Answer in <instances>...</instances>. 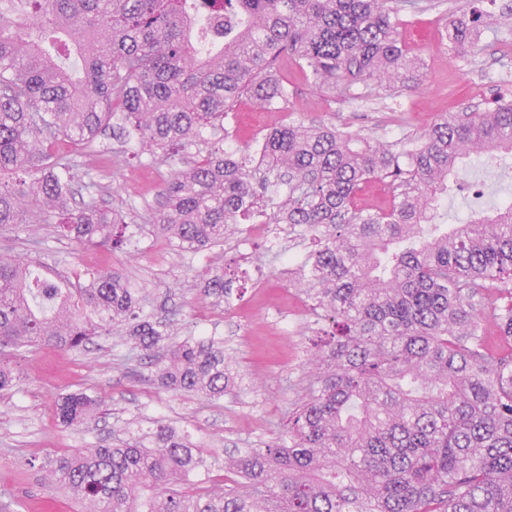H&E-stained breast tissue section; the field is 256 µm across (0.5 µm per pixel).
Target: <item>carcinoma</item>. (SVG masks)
<instances>
[{
  "mask_svg": "<svg viewBox=\"0 0 512 512\" xmlns=\"http://www.w3.org/2000/svg\"><path fill=\"white\" fill-rule=\"evenodd\" d=\"M418 0H0V232L54 224L87 247L122 246L123 216L80 182L73 155L106 130L175 162L224 127L240 99L288 100L293 63L343 93L416 82L398 37ZM446 38L472 47V26ZM80 60L79 72L66 61ZM512 154V100L445 113L392 145L292 123L235 160L213 144L176 167L151 232L186 250L224 244L260 199L285 188L276 224L318 242L300 291L336 325L322 372L284 434L237 449L234 477L186 491L204 466L159 425L112 448L48 462L86 512H512V204L438 232L448 180L471 152ZM382 182L387 208L357 203ZM87 197L71 206L78 188ZM492 293V299L486 293ZM143 291L120 271L70 278L0 253V348L80 350L123 331L162 387L219 400L234 384L215 338L178 340L139 318ZM498 344L490 345L487 326ZM100 399L63 395L78 424Z\"/></svg>",
  "mask_w": 512,
  "mask_h": 512,
  "instance_id": "cac0c4a2",
  "label": "carcinoma"
}]
</instances>
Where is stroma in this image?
Here are the masks:
<instances>
[{"label": "stroma", "mask_w": 512, "mask_h": 512, "mask_svg": "<svg viewBox=\"0 0 512 512\" xmlns=\"http://www.w3.org/2000/svg\"><path fill=\"white\" fill-rule=\"evenodd\" d=\"M461 6L484 16L476 46L467 51L453 50L445 37L447 16ZM400 38L416 62L415 86L359 84L347 98L293 68L287 103L266 109L245 99L230 112L224 121L233 133L229 148L251 147L291 122L333 125L389 143L422 136L441 113L483 109L512 94V0H445L440 9L402 25ZM76 164L79 175L101 186L104 201L125 213L130 244L110 253L90 250L52 225L32 224L19 231L15 254L68 275L100 266L122 271L147 289L145 315L170 321L181 337L222 338L238 379L218 401L161 388L116 333L95 337L83 350L45 347L17 356L11 367L18 385L0 395V512H74V498L49 484L48 460L108 448L161 423L189 434L209 465L208 479L222 480L227 452L256 448L284 433L294 401L317 372L314 346L332 329L287 274L314 250L310 235L296 234L287 224L256 235L243 224L223 246L183 251L147 228L172 171L161 154L107 133ZM508 200L512 162L489 166L473 154L448 184L441 221L456 224ZM218 272L231 283L228 295L204 290L206 279ZM78 390L104 396L106 406L79 425H63L58 399Z\"/></svg>", "instance_id": "obj_1"}]
</instances>
